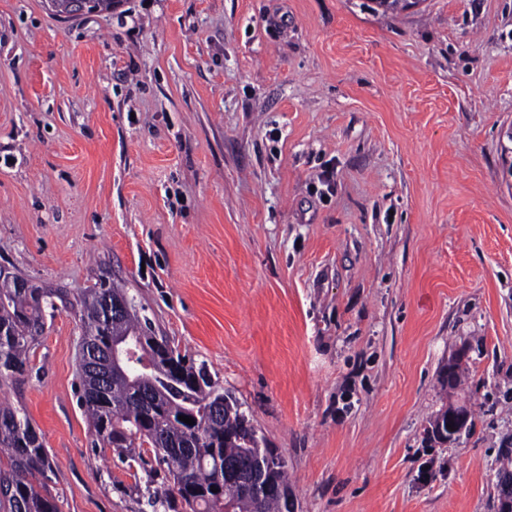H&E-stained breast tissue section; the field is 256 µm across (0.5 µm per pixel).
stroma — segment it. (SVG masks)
<instances>
[{
	"mask_svg": "<svg viewBox=\"0 0 512 512\" xmlns=\"http://www.w3.org/2000/svg\"><path fill=\"white\" fill-rule=\"evenodd\" d=\"M0 268L72 302L0 384L61 512H151L77 401V301L101 278L238 400L293 512H496L512 0H118L67 21L0 0ZM451 405L470 423L441 443ZM468 420L469 414L466 408L453 405L448 406L447 409L439 414V418L433 422L431 430L432 435H436L438 438L446 437L447 434L443 429V424L445 423L446 428L447 424H451L453 425L454 431H450V429L447 428V431L450 433L448 440L453 439L466 428Z\"/></svg>",
	"mask_w": 512,
	"mask_h": 512,
	"instance_id": "35a3bbf8",
	"label": "stroma"
}]
</instances>
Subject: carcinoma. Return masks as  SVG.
I'll use <instances>...</instances> for the list:
<instances>
[{
  "label": "carcinoma",
  "mask_w": 512,
  "mask_h": 512,
  "mask_svg": "<svg viewBox=\"0 0 512 512\" xmlns=\"http://www.w3.org/2000/svg\"><path fill=\"white\" fill-rule=\"evenodd\" d=\"M19 276L0 270V381L16 380L29 368V350L45 330L46 319L70 304L60 290L31 285L17 287ZM120 290L102 280L80 299L82 338L108 350L115 343L134 346L149 331L137 309L109 322L102 300ZM173 355L167 365L139 353L125 371L110 376L104 390L79 375V402L92 427V447L110 448L147 475V505L158 512L176 494L189 512H289L286 500L268 493L258 499L238 484L224 485V467L237 465L242 476L257 474L268 486L288 487L285 465L259 470L264 449L240 411L237 401L224 403V390L211 379H197L201 367L162 339ZM189 416V425L178 416ZM149 446L170 482L163 491L151 489ZM54 474L44 438L24 410L0 405V512H60L58 498L47 488ZM226 486L225 492L211 487Z\"/></svg>",
  "instance_id": "cac0c4a2"
}]
</instances>
